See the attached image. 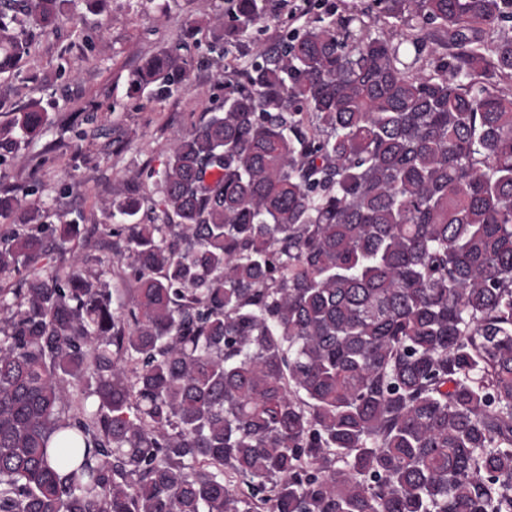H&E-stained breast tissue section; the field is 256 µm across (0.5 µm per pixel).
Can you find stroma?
I'll return each instance as SVG.
<instances>
[{"label":"stroma","instance_id":"1","mask_svg":"<svg viewBox=\"0 0 512 512\" xmlns=\"http://www.w3.org/2000/svg\"><path fill=\"white\" fill-rule=\"evenodd\" d=\"M228 6V0H108L94 12L85 0H70L55 26L36 32L17 71L0 75V123L33 98L49 115L43 135L22 141L0 162V194L39 210L45 223L92 229L58 246L55 263L80 266L110 289L132 287L112 262L113 200L138 196L140 221L162 223L152 205L156 173L174 140L223 110L231 67L248 62L255 44L285 30L302 33L312 21L299 15L284 29L260 26L226 57L213 50L201 24L226 17ZM175 46L186 59L185 81L168 93L130 92V74Z\"/></svg>","mask_w":512,"mask_h":512}]
</instances>
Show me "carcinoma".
I'll list each match as a JSON object with an SVG mask.
<instances>
[{
	"mask_svg": "<svg viewBox=\"0 0 512 512\" xmlns=\"http://www.w3.org/2000/svg\"><path fill=\"white\" fill-rule=\"evenodd\" d=\"M70 0H0V74ZM222 53L288 19L231 0ZM179 49L130 78L175 83ZM112 202L128 306L78 224L0 239V512H512V0H370L259 45ZM49 122L0 124V161Z\"/></svg>",
	"mask_w": 512,
	"mask_h": 512,
	"instance_id": "1",
	"label": "carcinoma"
}]
</instances>
